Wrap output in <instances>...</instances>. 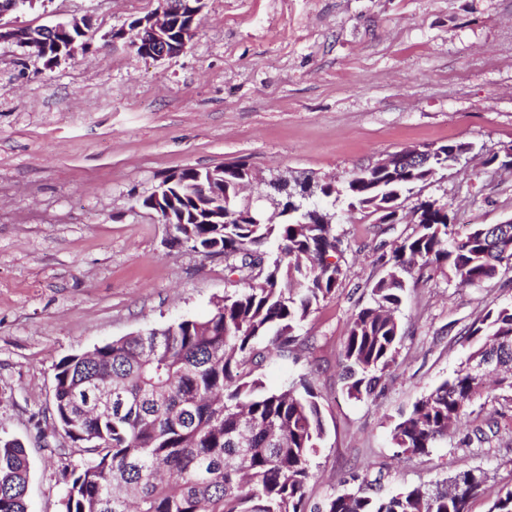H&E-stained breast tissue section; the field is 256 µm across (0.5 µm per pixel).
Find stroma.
Segmentation results:
<instances>
[{"label":"stroma","instance_id":"obj_1","mask_svg":"<svg viewBox=\"0 0 512 512\" xmlns=\"http://www.w3.org/2000/svg\"><path fill=\"white\" fill-rule=\"evenodd\" d=\"M158 0H47L13 15L32 28L85 18L89 50L57 65L0 43V437L19 440L28 512H61L62 469L88 456L53 428L54 368L65 356L182 318L201 319L236 281L220 256L168 245L172 229L142 207L174 171L247 162L258 198L274 177L343 185L404 148L448 141L473 151L407 194L434 199L458 232L512 218V171L488 164L512 146V0H206L179 55L154 60L102 36ZM343 278L299 329L300 361L255 375L277 391L313 381L325 438L310 502L358 473L383 496L432 489L455 473L488 475L471 512L512 488V404L493 391L426 455L399 453L402 414L453 374L464 334L512 301V271L473 288L444 274L408 279L405 335L376 396H347L343 348L353 313L383 274V247L411 225L329 205ZM482 441H474L475 432Z\"/></svg>","mask_w":512,"mask_h":512}]
</instances>
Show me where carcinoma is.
Wrapping results in <instances>:
<instances>
[{"mask_svg": "<svg viewBox=\"0 0 512 512\" xmlns=\"http://www.w3.org/2000/svg\"><path fill=\"white\" fill-rule=\"evenodd\" d=\"M196 4L184 0L172 13V38L182 37ZM471 150L448 142L426 166L373 167L353 173L341 188L321 184L315 198L277 197L278 224L243 216L248 203L237 185L244 162L224 168L208 206L197 204L194 191L206 170L189 168L176 183L159 186L183 218L177 233L198 253L220 245L239 287L203 319L124 336L55 366V423L90 454L81 469L65 474L64 512H469L487 479L481 469L449 477L448 491L414 488L382 497L361 484L309 503L311 461L325 435L313 382L302 376L270 392L253 374L264 359L295 354L302 323L343 277L341 238L335 225L316 222L325 211L316 198L344 195L392 220L404 192ZM418 209L421 220L380 256L386 273L350 318L344 344L350 398L372 396L395 362L406 275L448 269L460 284L480 287L512 270V222L473 224L460 235L436 202L422 201ZM473 339L479 344L469 358L487 355L512 372V302L473 323L465 340ZM483 390L482 381L458 368L395 424V446L428 453ZM29 477L21 443L0 437V512H28Z\"/></svg>", "mask_w": 512, "mask_h": 512, "instance_id": "cac0c4a2", "label": "carcinoma"}]
</instances>
